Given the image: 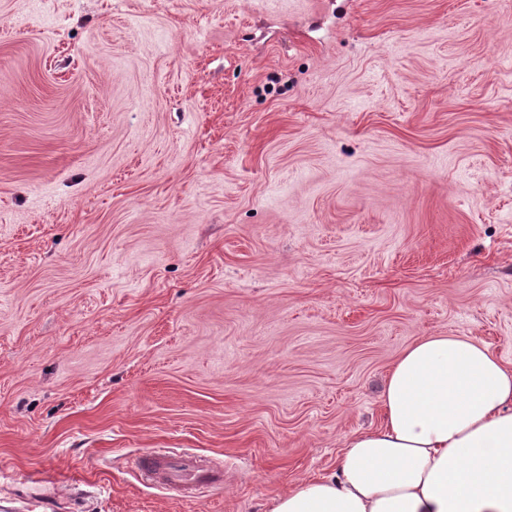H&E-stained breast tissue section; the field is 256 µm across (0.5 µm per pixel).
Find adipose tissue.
<instances>
[{
    "label": "adipose tissue",
    "instance_id": "obj_1",
    "mask_svg": "<svg viewBox=\"0 0 512 512\" xmlns=\"http://www.w3.org/2000/svg\"><path fill=\"white\" fill-rule=\"evenodd\" d=\"M379 425L353 433L332 472L269 512H512V367L470 336L408 345L380 394Z\"/></svg>",
    "mask_w": 512,
    "mask_h": 512
}]
</instances>
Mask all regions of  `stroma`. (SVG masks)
Segmentation results:
<instances>
[{
	"mask_svg": "<svg viewBox=\"0 0 512 512\" xmlns=\"http://www.w3.org/2000/svg\"><path fill=\"white\" fill-rule=\"evenodd\" d=\"M434 333L512 364V0H0V493L269 512ZM138 468L153 485L186 496H193L201 487H220L224 483L222 468L193 455L147 452L139 458Z\"/></svg>",
	"mask_w": 512,
	"mask_h": 512,
	"instance_id": "35a3bbf8",
	"label": "stroma"
}]
</instances>
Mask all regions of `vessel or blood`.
Returning a JSON list of instances; mask_svg holds the SVG:
<instances>
[{
    "label": "vessel or blood",
    "mask_w": 512,
    "mask_h": 512,
    "mask_svg": "<svg viewBox=\"0 0 512 512\" xmlns=\"http://www.w3.org/2000/svg\"><path fill=\"white\" fill-rule=\"evenodd\" d=\"M138 468L153 485L186 496L194 495L199 488L218 487L224 483L223 469L193 455L147 452L140 457Z\"/></svg>",
    "instance_id": "b4317fda"
}]
</instances>
